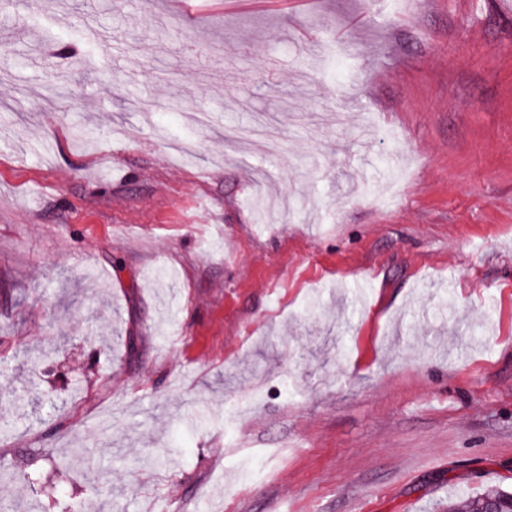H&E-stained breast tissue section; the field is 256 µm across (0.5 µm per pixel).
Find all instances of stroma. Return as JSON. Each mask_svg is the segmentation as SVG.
<instances>
[{
  "mask_svg": "<svg viewBox=\"0 0 512 512\" xmlns=\"http://www.w3.org/2000/svg\"><path fill=\"white\" fill-rule=\"evenodd\" d=\"M1 468L0 512L512 491V0H0Z\"/></svg>",
  "mask_w": 512,
  "mask_h": 512,
  "instance_id": "35a3bbf8",
  "label": "stroma"
}]
</instances>
